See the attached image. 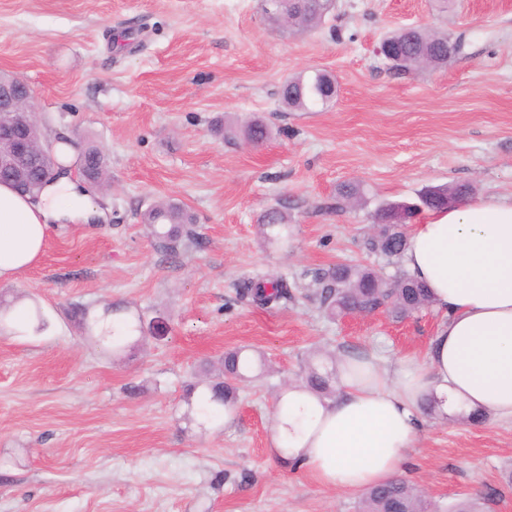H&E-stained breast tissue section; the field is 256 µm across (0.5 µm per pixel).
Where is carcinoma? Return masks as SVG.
Listing matches in <instances>:
<instances>
[{
  "label": "carcinoma",
  "mask_w": 512,
  "mask_h": 512,
  "mask_svg": "<svg viewBox=\"0 0 512 512\" xmlns=\"http://www.w3.org/2000/svg\"><path fill=\"white\" fill-rule=\"evenodd\" d=\"M452 40L444 33L430 32L420 28L402 27L384 37L380 47H390L401 55L400 62L391 68L400 71H413L418 68L423 57L432 66L448 63L452 55L448 48ZM335 91L331 81L316 72L310 77L298 76L286 80L280 90L282 101L289 108L307 112L310 107L321 103L326 104L334 98ZM28 116L23 112H15L5 118L10 135L17 136L27 131ZM43 160L35 156L30 160L27 172L15 174L0 168V179L11 184L25 186L35 185L40 176ZM84 165L86 172L101 184L108 182L106 158L102 151L90 145L86 148ZM42 186L35 185L37 193ZM472 188L466 184H458L427 191L433 196L425 206L427 210H441L447 204L441 201L446 197L461 200L468 197ZM363 191L359 184L347 182L340 185L338 196L347 203L361 200ZM374 223L379 225L377 234L367 238L365 246L387 258H400L407 245V232L402 224H385V213L378 209L372 215ZM140 221L144 224L158 246L168 252L177 251L184 241L197 238L195 220L180 205L160 199L140 213ZM263 231L268 242L280 249L288 248L292 230L284 213L277 209L267 211L261 219ZM245 293L252 302L262 308H272L290 297L286 280L278 277H266L250 281ZM312 296L328 316L334 318L348 312L362 310L371 313L379 308L388 314L402 318L431 304L429 289L406 275H401L390 284L383 282L372 270L346 265H334L323 269L314 276ZM85 333L88 339L98 345L112 349L117 353L124 350L128 340L137 333L143 332V318L132 314L117 323L103 322V318L84 320ZM251 369L250 358L242 350H231L224 353L220 367L207 381L203 382V391L199 395L197 414L206 423L223 408L227 411L235 408L236 387L234 381L244 377ZM304 383L312 390L331 395L335 390L336 374L323 364L310 361L303 370ZM359 512H432V504L408 483L394 479L364 492L358 503Z\"/></svg>",
  "instance_id": "carcinoma-1"
}]
</instances>
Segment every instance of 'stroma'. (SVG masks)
<instances>
[{
    "instance_id": "1",
    "label": "stroma",
    "mask_w": 512,
    "mask_h": 512,
    "mask_svg": "<svg viewBox=\"0 0 512 512\" xmlns=\"http://www.w3.org/2000/svg\"><path fill=\"white\" fill-rule=\"evenodd\" d=\"M408 24L463 49L391 69L377 45ZM317 71L333 102L288 108L283 81ZM1 72L34 88L47 138L104 152L111 184L92 195L102 220L60 225L36 266L0 283V308L31 300L45 320L0 333V512H357L358 494L270 453L278 394L312 357L424 358L441 315L333 320L306 289L333 264L402 272L364 248L381 203L456 184L512 196V0H338L303 34L267 22L260 0H0ZM254 119L270 130L259 146L243 136ZM346 181L361 205L339 200ZM162 197L199 232L174 254L139 218ZM270 209L288 216V248L263 234ZM272 275L288 281L285 306L240 296ZM115 306L145 325L113 355L73 310ZM240 347L263 368L237 382L232 419L200 424L188 385ZM509 471L511 419L430 415L400 477L443 508L479 496L512 512Z\"/></svg>"
}]
</instances>
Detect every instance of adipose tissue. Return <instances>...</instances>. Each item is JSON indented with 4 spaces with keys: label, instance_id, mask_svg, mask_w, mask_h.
Wrapping results in <instances>:
<instances>
[{
    "label": "adipose tissue",
    "instance_id": "adipose-tissue-1",
    "mask_svg": "<svg viewBox=\"0 0 512 512\" xmlns=\"http://www.w3.org/2000/svg\"><path fill=\"white\" fill-rule=\"evenodd\" d=\"M101 216L66 175L35 199L0 184V282L35 266L59 224ZM401 261L443 316L424 362L387 370L371 356L342 357L334 398L294 383L277 403L273 451L330 488L358 492L393 478L415 445L424 400L439 416L512 419V199L429 212Z\"/></svg>",
    "mask_w": 512,
    "mask_h": 512
}]
</instances>
